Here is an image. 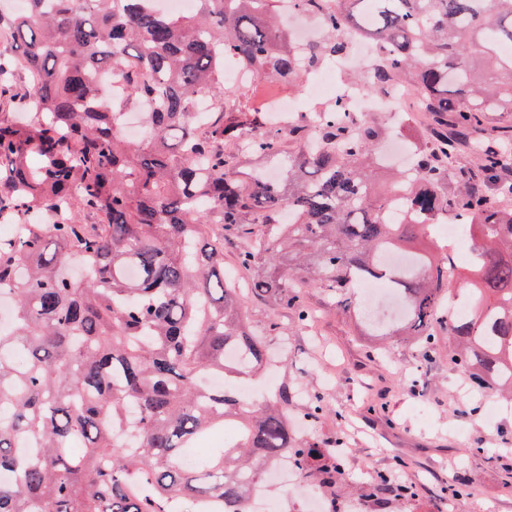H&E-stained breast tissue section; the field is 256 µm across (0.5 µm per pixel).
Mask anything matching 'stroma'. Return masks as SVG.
I'll use <instances>...</instances> for the list:
<instances>
[{"label": "stroma", "instance_id": "stroma-1", "mask_svg": "<svg viewBox=\"0 0 512 512\" xmlns=\"http://www.w3.org/2000/svg\"><path fill=\"white\" fill-rule=\"evenodd\" d=\"M300 295L314 314L306 326L249 296L244 310L253 327L281 323L282 334L269 339L276 359L270 387L297 394L288 408L297 444L342 439L350 500L367 503L378 473L396 480L405 472L416 478L414 495L367 503L366 512H437L443 504L450 512H512V406L487 420L485 398L460 390L447 345L427 359L405 342L380 356L375 340L322 288ZM315 396L326 411L302 419ZM460 481L466 494L449 497Z\"/></svg>", "mask_w": 512, "mask_h": 512}]
</instances>
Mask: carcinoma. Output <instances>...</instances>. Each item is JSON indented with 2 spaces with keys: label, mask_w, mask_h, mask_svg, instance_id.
<instances>
[{
  "label": "carcinoma",
  "mask_w": 512,
  "mask_h": 512,
  "mask_svg": "<svg viewBox=\"0 0 512 512\" xmlns=\"http://www.w3.org/2000/svg\"><path fill=\"white\" fill-rule=\"evenodd\" d=\"M0 7V293L13 301L0 328V512H248L261 462L285 456L334 493L341 440L298 448L288 387L272 405H244L209 388L258 375L266 337L249 329L224 277V234L265 255L273 272L254 296L309 312L294 287L339 298L369 336L405 331L429 357L448 337V361L476 384L512 393V129L486 128L512 112V0H296L322 37L298 61L273 24L277 0H196L190 15L151 0H26ZM362 34L387 50L368 71L371 92L401 77L428 117L425 146L402 198L375 189L368 154L383 128L340 105L316 112L318 131L288 140L245 91L225 102L224 61L296 80ZM121 80L105 98L101 77ZM212 99L207 119L192 112ZM143 106L149 136L132 141L117 116ZM284 176L244 169L234 150L281 162ZM476 146L475 163L458 162ZM294 220L282 222V210ZM457 210L470 241L468 276L448 279L430 227ZM259 215L267 229H254ZM430 240L431 248L408 243ZM84 276L63 273L70 261ZM383 282L404 306L376 322L358 288ZM239 346L247 364L226 365ZM239 431L201 451L226 416ZM198 451L202 463L186 465Z\"/></svg>",
  "instance_id": "cac0c4a2"
}]
</instances>
